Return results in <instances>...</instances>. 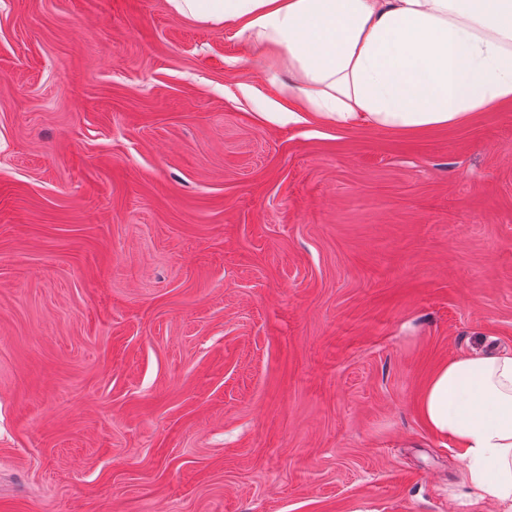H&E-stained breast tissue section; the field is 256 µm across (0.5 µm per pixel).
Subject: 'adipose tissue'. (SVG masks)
I'll return each instance as SVG.
<instances>
[{"label": "adipose tissue", "mask_w": 512, "mask_h": 512, "mask_svg": "<svg viewBox=\"0 0 512 512\" xmlns=\"http://www.w3.org/2000/svg\"><path fill=\"white\" fill-rule=\"evenodd\" d=\"M167 2L265 51L280 96L261 112L272 122L420 132L512 107V0ZM419 406L460 451L466 506L512 512V351L478 345L445 360Z\"/></svg>", "instance_id": "ef3b65f1"}]
</instances>
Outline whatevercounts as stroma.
<instances>
[{
    "label": "stroma",
    "mask_w": 512,
    "mask_h": 512,
    "mask_svg": "<svg viewBox=\"0 0 512 512\" xmlns=\"http://www.w3.org/2000/svg\"><path fill=\"white\" fill-rule=\"evenodd\" d=\"M167 0H0V512H448L418 408L512 348V109L264 120Z\"/></svg>",
    "instance_id": "35a3bbf8"
}]
</instances>
